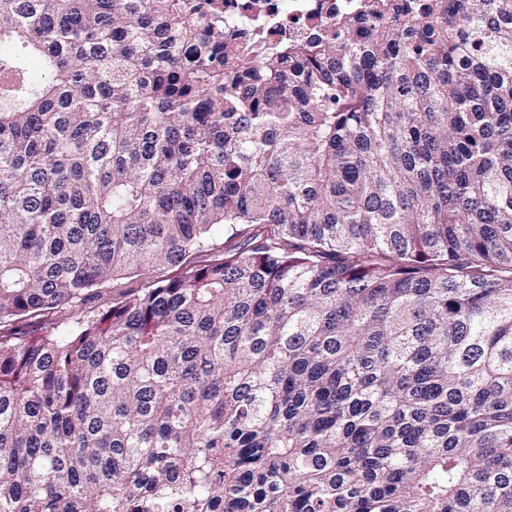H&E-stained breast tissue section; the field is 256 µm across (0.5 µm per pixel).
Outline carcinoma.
<instances>
[{"instance_id":"obj_1","label":"carcinoma","mask_w":512,"mask_h":512,"mask_svg":"<svg viewBox=\"0 0 512 512\" xmlns=\"http://www.w3.org/2000/svg\"><path fill=\"white\" fill-rule=\"evenodd\" d=\"M224 2L0 0V512H512V0ZM319 0H268L267 8L271 7L280 18L287 17L289 21L307 17L316 9Z\"/></svg>"}]
</instances>
